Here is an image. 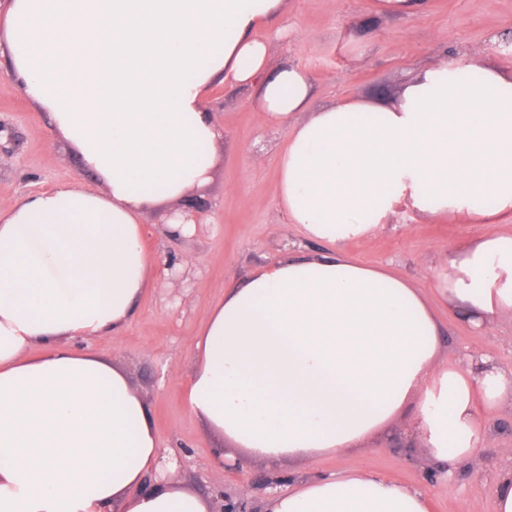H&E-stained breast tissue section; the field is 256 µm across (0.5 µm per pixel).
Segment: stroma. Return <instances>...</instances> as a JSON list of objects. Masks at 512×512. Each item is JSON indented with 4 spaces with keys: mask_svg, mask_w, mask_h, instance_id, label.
Here are the masks:
<instances>
[{
    "mask_svg": "<svg viewBox=\"0 0 512 512\" xmlns=\"http://www.w3.org/2000/svg\"><path fill=\"white\" fill-rule=\"evenodd\" d=\"M372 0H287V33L276 23L259 26L272 65L291 64L310 77L309 111L344 98L383 107L399 102L407 77L437 61L468 60L512 71V0H429L426 12L410 17L373 13ZM9 58L0 55V205L24 195L69 185L93 189L75 151L50 128L46 116L8 77ZM207 108L224 131L212 150L206 184L193 188L186 202L203 201L207 211L191 234L172 238L160 222L159 206L141 216L147 248L160 266L140 299L126 330L118 336L81 340L86 351L118 363L134 389L148 402L161 452L183 454L178 474L187 487L211 495L215 483L237 493L249 485L256 512H265L271 491L263 482L269 468L238 455L186 405L184 393L194 368L193 347L201 319L222 298L227 283L247 278L277 262L302 238L277 201L275 159L287 141L285 128L269 123L256 105L252 86L213 84ZM512 234V222L472 224L464 217L431 215L400 208L393 225L368 239L349 243L350 256L365 265H387L420 291L443 250L490 233ZM187 259L179 279H171L167 259ZM440 357L453 366L483 354L512 369V317L499 319L481 334L449 319ZM495 435L476 452L474 463L453 479L436 473L438 464L411 435V409L402 410L361 451L343 458L325 456L313 471L283 461L280 478L306 480L334 471L364 467L424 491L433 512H495L494 489L501 470L512 467V402L483 411Z\"/></svg>",
    "mask_w": 512,
    "mask_h": 512,
    "instance_id": "stroma-1",
    "label": "stroma"
}]
</instances>
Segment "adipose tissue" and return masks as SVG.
Returning <instances> with one entry per match:
<instances>
[{
    "label": "adipose tissue",
    "mask_w": 512,
    "mask_h": 512,
    "mask_svg": "<svg viewBox=\"0 0 512 512\" xmlns=\"http://www.w3.org/2000/svg\"><path fill=\"white\" fill-rule=\"evenodd\" d=\"M284 13L285 0H12L0 18L11 80L101 183L0 206V512H210L177 482L134 494L158 464L147 404L124 369L76 341L121 334L150 287L142 211L208 181L201 150L224 137L205 106L218 79L254 84L266 120L286 129L277 199L304 240L204 315L189 410L243 455L311 466L410 404L413 436L450 474L488 439L480 408L512 400V370L488 357L448 365L429 301L344 250L403 202L512 219V75L436 61L394 106L347 99L301 121L309 76L271 66L254 36ZM430 287L449 319L490 328L512 314V235L448 255ZM265 510L430 512V501L360 468L289 486Z\"/></svg>",
    "instance_id": "ef3b65f1"
}]
</instances>
